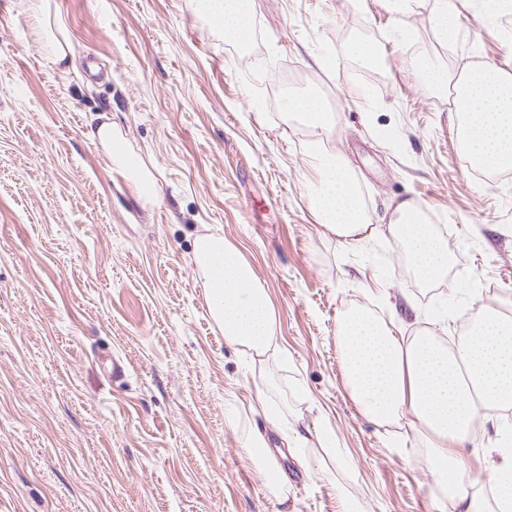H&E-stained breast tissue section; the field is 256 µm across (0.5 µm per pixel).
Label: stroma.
I'll return each instance as SVG.
<instances>
[{
  "instance_id": "35a3bbf8",
  "label": "stroma",
  "mask_w": 512,
  "mask_h": 512,
  "mask_svg": "<svg viewBox=\"0 0 512 512\" xmlns=\"http://www.w3.org/2000/svg\"><path fill=\"white\" fill-rule=\"evenodd\" d=\"M0 0V512H279L243 442L285 444L290 512H456L408 423L379 426L352 403L336 342L358 305L401 335L458 336L477 305L512 312V177L473 168L446 95L451 76L512 70V13L453 0H254L248 50L206 0ZM63 19L65 62L43 49ZM368 42L364 65L349 45ZM324 91V143L350 163L376 229L362 247L328 239L305 196L309 131L282 98ZM109 116L160 188L146 204L89 131ZM420 204L453 248L450 276L419 285L383 229ZM236 245L276 308L280 357L249 361L215 327L192 263L204 230ZM121 365L107 373L103 353ZM277 412L268 419L257 396ZM475 447L512 443V416L481 418ZM441 6L436 10L432 17V23L435 30L444 38L452 34L457 27V15L452 8V1L440 0Z\"/></svg>"
}]
</instances>
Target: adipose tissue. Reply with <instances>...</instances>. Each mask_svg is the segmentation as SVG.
<instances>
[{"instance_id":"ef3b65f1","label":"adipose tissue","mask_w":512,"mask_h":512,"mask_svg":"<svg viewBox=\"0 0 512 512\" xmlns=\"http://www.w3.org/2000/svg\"><path fill=\"white\" fill-rule=\"evenodd\" d=\"M210 18L236 40L253 32L254 0H208ZM419 69L436 91L454 89L460 118L459 142L470 161L484 170L512 167V72L494 67L469 71L449 81L447 71L423 61ZM145 202L158 190L146 164L127 150L111 122L92 133ZM316 173L308 203L318 224L337 244L352 247L372 237V219L347 160L308 145ZM387 233L405 247L416 278L439 280L452 258L447 239L427 223L420 206L404 200ZM194 270L202 282L210 316L225 340L248 357L277 353L278 316L251 265L223 234L207 231L192 242ZM455 347L427 333L403 338L395 324L370 310H353L339 320L345 387L369 421L383 426L409 420L422 436L425 460L439 491L458 512H483L470 493L476 478L468 466L472 422L486 409L512 406V315L482 305Z\"/></svg>"}]
</instances>
